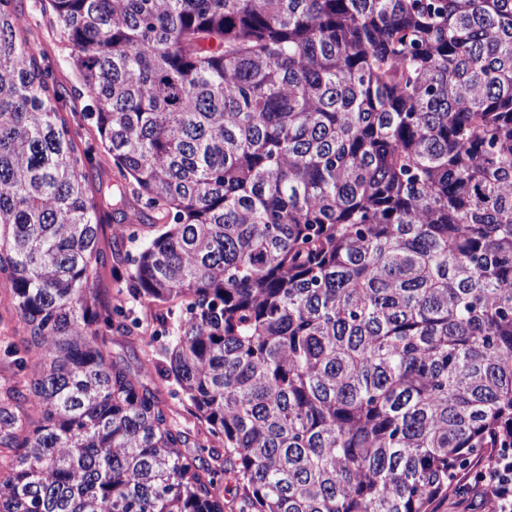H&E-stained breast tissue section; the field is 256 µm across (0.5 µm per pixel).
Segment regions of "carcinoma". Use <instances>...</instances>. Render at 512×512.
<instances>
[{
    "label": "carcinoma",
    "mask_w": 512,
    "mask_h": 512,
    "mask_svg": "<svg viewBox=\"0 0 512 512\" xmlns=\"http://www.w3.org/2000/svg\"><path fill=\"white\" fill-rule=\"evenodd\" d=\"M136 190L104 214L23 0H0V275L33 367L0 512H435L512 448V0H46ZM224 453L112 357L105 225Z\"/></svg>",
    "instance_id": "cac0c4a2"
}]
</instances>
